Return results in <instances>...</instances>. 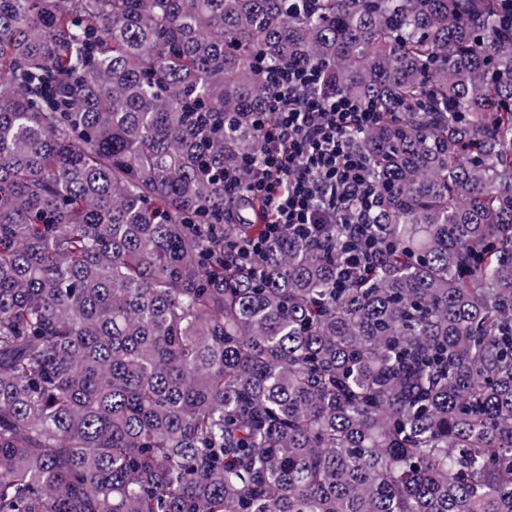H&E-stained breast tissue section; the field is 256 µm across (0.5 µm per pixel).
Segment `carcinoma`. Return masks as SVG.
<instances>
[{
    "label": "carcinoma",
    "instance_id": "carcinoma-1",
    "mask_svg": "<svg viewBox=\"0 0 512 512\" xmlns=\"http://www.w3.org/2000/svg\"><path fill=\"white\" fill-rule=\"evenodd\" d=\"M288 5L0 0V512H512V23ZM308 63L382 113L341 288L224 197Z\"/></svg>",
    "mask_w": 512,
    "mask_h": 512
}]
</instances>
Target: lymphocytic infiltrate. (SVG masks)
Segmentation results:
<instances>
[{
  "label": "lymphocytic infiltrate",
  "mask_w": 512,
  "mask_h": 512,
  "mask_svg": "<svg viewBox=\"0 0 512 512\" xmlns=\"http://www.w3.org/2000/svg\"><path fill=\"white\" fill-rule=\"evenodd\" d=\"M271 106L249 123L261 146L224 169V194L259 201L270 237L296 233L311 238L343 228L350 248L342 272L367 266L374 256V215L380 196L369 160L352 132L378 124L380 115L360 99L326 87L323 65H282L266 70Z\"/></svg>",
  "instance_id": "1"
}]
</instances>
